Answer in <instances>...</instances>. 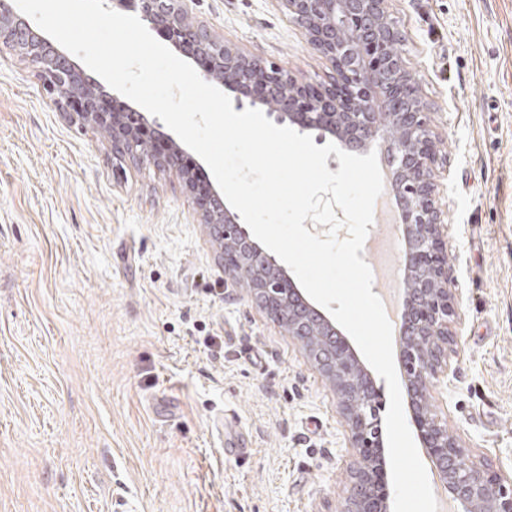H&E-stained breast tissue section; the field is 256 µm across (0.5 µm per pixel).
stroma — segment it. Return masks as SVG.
I'll return each instance as SVG.
<instances>
[{"label": "stroma", "mask_w": 512, "mask_h": 512, "mask_svg": "<svg viewBox=\"0 0 512 512\" xmlns=\"http://www.w3.org/2000/svg\"><path fill=\"white\" fill-rule=\"evenodd\" d=\"M303 81L333 70L276 0H189ZM440 161L453 377L427 401L512 475V0H390ZM173 170L112 158L0 48V512H341L330 379L228 275ZM248 432L224 455V417Z\"/></svg>", "instance_id": "obj_1"}]
</instances>
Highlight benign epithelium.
Returning a JSON list of instances; mask_svg holds the SVG:
<instances>
[{"instance_id": "7a95c632", "label": "benign epithelium", "mask_w": 512, "mask_h": 512, "mask_svg": "<svg viewBox=\"0 0 512 512\" xmlns=\"http://www.w3.org/2000/svg\"><path fill=\"white\" fill-rule=\"evenodd\" d=\"M112 7L132 6L151 27L164 29L178 48L210 60L203 76L236 94L244 104L289 120L318 136L336 138L346 151L380 144L391 176L390 190L402 218L403 262L412 275L405 288V311L398 335L409 408L435 474L457 505V512H512V478L490 473L466 457L448 434L442 419L426 403L433 383L448 379L455 336L449 331L453 279L443 240V211L435 196V140L415 96L414 79L405 69L401 35L389 14V0H277L281 10L301 26L303 35L336 71L327 85H312L275 62L218 40L211 30L189 21L185 0H110ZM0 45L21 49L36 68L54 106L112 132V154L135 156L146 139L139 129L159 132L160 123L141 116L140 127L124 121L129 107L112 96L113 108L100 107L103 89L84 74L47 37L16 10L15 0H0ZM184 149L171 143L168 152L149 153L153 164L183 171ZM201 223L235 241L242 258L263 268L256 291L260 308L273 321L302 336L314 366L334 377L329 365L340 353L349 355L348 370L336 384L339 413L348 429L350 447L359 458L350 468V489L343 512H386L388 491L380 489L377 452L382 447L380 391L338 324L293 282L285 268L238 224L239 216L224 206L220 191L198 200ZM327 330L324 355L310 354L308 337Z\"/></svg>"}]
</instances>
